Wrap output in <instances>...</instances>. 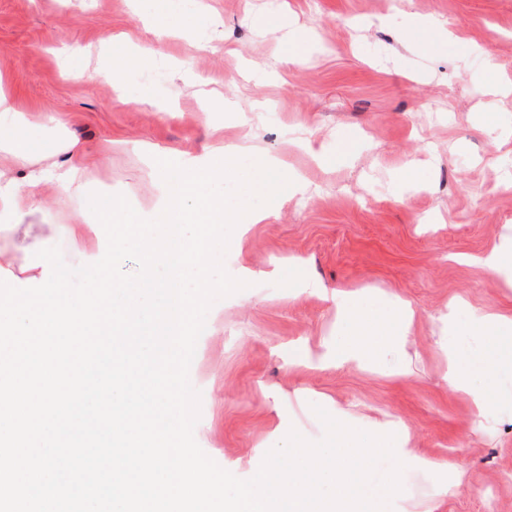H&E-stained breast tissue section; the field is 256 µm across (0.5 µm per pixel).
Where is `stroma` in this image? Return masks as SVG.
I'll use <instances>...</instances> for the list:
<instances>
[{
	"label": "stroma",
	"instance_id": "obj_1",
	"mask_svg": "<svg viewBox=\"0 0 512 512\" xmlns=\"http://www.w3.org/2000/svg\"><path fill=\"white\" fill-rule=\"evenodd\" d=\"M213 21L205 49L178 38L183 65L151 76L121 62V89L68 78L80 46H143L150 0H0V86L47 138L63 134L97 152L85 189L146 206L156 159L194 163L218 141H247L300 175L305 194L269 204V219L236 226L224 266L247 289L213 304L190 367L201 394L194 437L220 467L251 478L289 430L319 439L314 406L347 411L362 430L403 425L409 447L458 467L408 480L390 512H512V378L489 374L495 415L478 417L443 378L448 351L477 352L467 313L512 310V288L476 262L512 234V95L492 94L485 64L512 84V0H203ZM174 100L171 112L157 106ZM410 184H399L403 173ZM28 237L0 235V280L31 285L40 249L68 266L94 263L104 231L76 232L53 184ZM320 281L326 294L303 292ZM400 296L415 310L410 336L385 354L386 369L324 367L340 327L336 290ZM408 363L400 377L391 365Z\"/></svg>",
	"mask_w": 512,
	"mask_h": 512
}]
</instances>
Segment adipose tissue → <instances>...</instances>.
I'll return each instance as SVG.
<instances>
[{
	"instance_id": "obj_1",
	"label": "adipose tissue",
	"mask_w": 512,
	"mask_h": 512,
	"mask_svg": "<svg viewBox=\"0 0 512 512\" xmlns=\"http://www.w3.org/2000/svg\"><path fill=\"white\" fill-rule=\"evenodd\" d=\"M0 151L9 156L0 163V221L23 230V220L37 210L41 201L37 188L55 183L61 196L80 189L96 166L91 152L77 151L74 144L57 142L47 150L33 149L30 144L0 138ZM336 302L343 308L344 329L336 342V366L379 368L382 353L396 341L404 339L414 322L415 312L400 301L375 302L365 296L339 291ZM469 331L489 339V348L479 361L465 365L456 354H449L445 378L450 389L469 396L477 412L489 413V396L475 389L473 378L481 372L512 377V315L495 311L474 312L468 321Z\"/></svg>"
}]
</instances>
